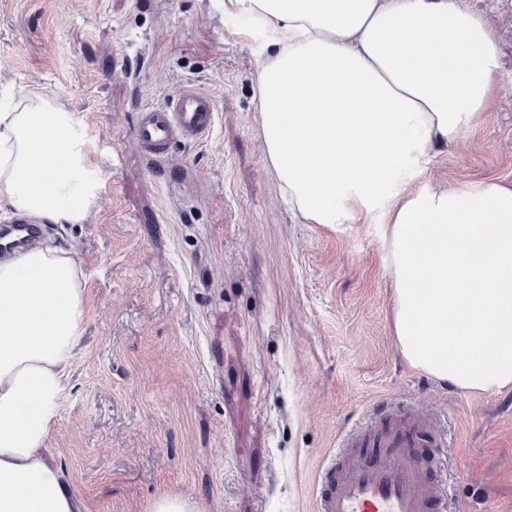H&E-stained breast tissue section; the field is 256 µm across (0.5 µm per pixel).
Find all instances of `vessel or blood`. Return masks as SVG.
<instances>
[{"mask_svg": "<svg viewBox=\"0 0 512 512\" xmlns=\"http://www.w3.org/2000/svg\"><path fill=\"white\" fill-rule=\"evenodd\" d=\"M216 116L213 96L183 90L163 104L141 106L132 135L146 155L161 161L176 145L201 143ZM440 427L439 416L430 410L393 407L380 441L384 452L373 457L354 451L363 426L343 434L319 471L315 512H448L447 466L418 452L424 435H436Z\"/></svg>", "mask_w": 512, "mask_h": 512, "instance_id": "b4317fda", "label": "vessel or blood"}]
</instances>
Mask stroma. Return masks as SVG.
<instances>
[{
	"label": "stroma",
	"instance_id": "stroma-1",
	"mask_svg": "<svg viewBox=\"0 0 512 512\" xmlns=\"http://www.w3.org/2000/svg\"><path fill=\"white\" fill-rule=\"evenodd\" d=\"M503 83L484 126L436 146L414 188L512 181V0H467ZM209 93L217 122L168 160L138 106ZM80 113L99 190L54 225L84 284L85 332L44 453L83 512H314L339 436L403 402L445 415L454 512H512V389L466 394L401 358L384 226L300 224L268 169L253 44L224 0H0V101Z\"/></svg>",
	"mask_w": 512,
	"mask_h": 512
}]
</instances>
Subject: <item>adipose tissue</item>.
Here are the masks:
<instances>
[{
  "label": "adipose tissue",
  "mask_w": 512,
  "mask_h": 512,
  "mask_svg": "<svg viewBox=\"0 0 512 512\" xmlns=\"http://www.w3.org/2000/svg\"><path fill=\"white\" fill-rule=\"evenodd\" d=\"M258 68L263 153L289 209L341 229L379 217L391 328L413 368L512 388V182L411 188L433 145L482 125L503 73L464 0H225ZM82 117L35 94L0 107V205L78 224L97 195ZM67 253L0 262V512H78L42 450L83 336Z\"/></svg>",
  "instance_id": "ef3b65f1"
}]
</instances>
